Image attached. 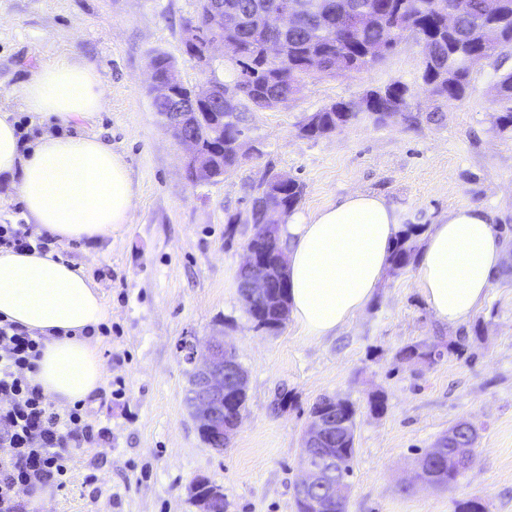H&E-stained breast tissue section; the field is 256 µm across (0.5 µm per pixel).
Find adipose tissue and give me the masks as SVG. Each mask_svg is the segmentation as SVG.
Instances as JSON below:
<instances>
[{"label":"adipose tissue","mask_w":512,"mask_h":512,"mask_svg":"<svg viewBox=\"0 0 512 512\" xmlns=\"http://www.w3.org/2000/svg\"><path fill=\"white\" fill-rule=\"evenodd\" d=\"M41 125L22 143L0 113V177L13 189L36 235L52 243L97 241L130 223L136 194L122 155L63 125L100 111L94 68L63 58L32 71L20 91ZM400 231L380 196L350 193L310 217L281 225L287 239L292 316L313 336L344 326L374 297ZM419 282L441 322H465L486 299L503 265L493 214L452 210L423 234ZM107 316L96 283L52 252L0 249V317L44 339L34 380L58 408L93 398L104 365L90 332Z\"/></svg>","instance_id":"obj_1"}]
</instances>
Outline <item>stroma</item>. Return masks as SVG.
Wrapping results in <instances>:
<instances>
[{
  "label": "stroma",
  "mask_w": 512,
  "mask_h": 512,
  "mask_svg": "<svg viewBox=\"0 0 512 512\" xmlns=\"http://www.w3.org/2000/svg\"><path fill=\"white\" fill-rule=\"evenodd\" d=\"M198 0H0V110L24 134L38 131L20 89L32 70L62 57L93 67L101 111L71 122L124 156L136 192L129 224L96 243L57 245L65 261L96 281L108 335L95 338L105 364L86 402V422L105 437L79 450L65 487L32 512H197L191 491L208 480L224 491V512H296L300 448L323 395L356 409V458L346 512H453L480 497L488 512H512V274L494 279L463 324L439 321L419 286L417 266L386 271L368 305L336 335H308L295 320L257 328L238 299L237 272L255 232L258 187L274 173L304 187L297 213L341 196L379 195L402 229H425L460 206L492 211L512 225V130L499 131L491 94L512 70V50L483 62L469 93L448 104L425 87L423 45L405 34L374 66L318 75L278 108L248 115L257 151L216 183H195L153 108L148 63L168 55L185 82L199 69L184 51ZM394 82L411 93L408 115L368 117L317 138L306 117L334 101H358ZM224 336L247 371L248 406L223 449L205 444L186 402L192 364L187 336ZM438 346L435 363L400 356L409 345ZM385 395L383 413L368 397ZM479 429L475 464L457 485L417 482V461L454 423Z\"/></svg>",
  "instance_id": "obj_1"
}]
</instances>
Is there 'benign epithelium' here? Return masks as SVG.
<instances>
[{
  "label": "benign epithelium",
  "mask_w": 512,
  "mask_h": 512,
  "mask_svg": "<svg viewBox=\"0 0 512 512\" xmlns=\"http://www.w3.org/2000/svg\"><path fill=\"white\" fill-rule=\"evenodd\" d=\"M313 13L322 16L317 11L316 0H292L288 3L280 23L279 37L267 44L268 57L280 59L288 42V33L300 28ZM266 16V6L263 4L254 5L248 13L243 14L237 8L224 4V0H208L206 10L199 12L197 22L186 30L184 39L186 52L196 61L201 78L195 84L188 85L175 65L168 66L162 74L154 66H149L154 98L168 106L167 111L161 113L164 125L186 147L183 167L191 173V180L195 183L212 182L214 172L224 169V148H229L239 161L251 150L244 135L224 143V113L213 111L214 105L225 107L249 99L255 103L256 110L263 111L287 103L300 92V88L294 85L282 88L279 95L259 90L247 72L239 73L236 80L227 85L215 74V50H222L226 56L235 55L240 50L237 43L224 39V29L247 25L260 28ZM387 96L388 91L384 88L370 89L357 103L333 102L330 107L342 112L368 113L373 101ZM204 109L209 110L214 118L213 131L205 141L195 134ZM244 252V261L238 270L241 274L238 288L246 296L263 295L272 287L276 274L283 272L284 260L280 257L274 263L262 251L248 246ZM180 348L193 364V419L198 427L219 434L220 439H231L241 424L242 416L229 415L228 407L234 392L247 384L244 368L235 353L228 349L222 336L209 337L203 354L198 353V340L194 336L183 339ZM338 403L340 400L328 396L312 412L310 426L303 438L304 476L296 485V496L300 502L317 509L323 508L325 512H334L337 505L345 503V496L332 477L336 458L325 448L327 441L346 432L347 422L336 415ZM456 434V428H448V432L429 448V457L438 458L447 451L457 461L471 467L474 464L473 449L451 447Z\"/></svg>",
  "instance_id": "obj_1"
}]
</instances>
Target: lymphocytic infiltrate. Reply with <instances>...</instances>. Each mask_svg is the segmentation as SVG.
I'll use <instances>...</instances> for the list:
<instances>
[{"label":"lymphocytic infiltrate","mask_w":512,"mask_h":512,"mask_svg":"<svg viewBox=\"0 0 512 512\" xmlns=\"http://www.w3.org/2000/svg\"><path fill=\"white\" fill-rule=\"evenodd\" d=\"M44 342L18 324L0 318V512H15L10 492L33 481L65 484L74 449L92 443L82 404L53 411L32 381Z\"/></svg>","instance_id":"f902f5d3"}]
</instances>
